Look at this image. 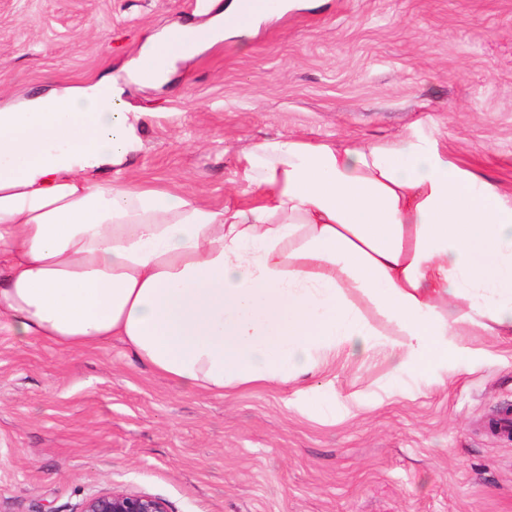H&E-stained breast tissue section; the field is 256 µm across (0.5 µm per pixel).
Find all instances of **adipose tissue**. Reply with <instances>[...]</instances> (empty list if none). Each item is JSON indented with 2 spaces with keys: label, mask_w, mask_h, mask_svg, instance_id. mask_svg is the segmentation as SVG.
<instances>
[{
  "label": "adipose tissue",
  "mask_w": 512,
  "mask_h": 512,
  "mask_svg": "<svg viewBox=\"0 0 512 512\" xmlns=\"http://www.w3.org/2000/svg\"><path fill=\"white\" fill-rule=\"evenodd\" d=\"M230 4L146 37L150 87L224 39ZM111 77L0 105V321L22 343L111 340L176 385L225 398L326 356L390 350L391 374L512 341V191L399 135L254 143L245 199L214 207L131 181L141 113ZM372 314H365L364 306Z\"/></svg>",
  "instance_id": "obj_1"
}]
</instances>
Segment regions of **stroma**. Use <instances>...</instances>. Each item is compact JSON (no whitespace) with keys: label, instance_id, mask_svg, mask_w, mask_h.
<instances>
[{"label":"stroma","instance_id":"stroma-1","mask_svg":"<svg viewBox=\"0 0 512 512\" xmlns=\"http://www.w3.org/2000/svg\"><path fill=\"white\" fill-rule=\"evenodd\" d=\"M126 86L129 178L221 207L243 151L278 135L412 133L512 190V0H317ZM190 0H0V104L122 77L143 37L202 24ZM452 372L394 382L386 350L231 398L176 386L119 340L25 345L0 326V512H79L121 490L169 512H512V342L469 336ZM335 403L300 412V391Z\"/></svg>","mask_w":512,"mask_h":512}]
</instances>
